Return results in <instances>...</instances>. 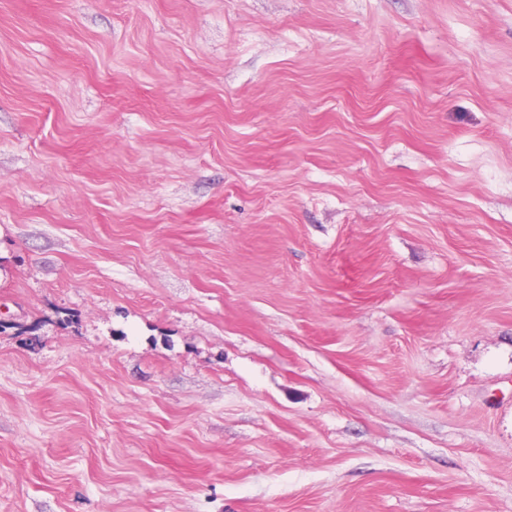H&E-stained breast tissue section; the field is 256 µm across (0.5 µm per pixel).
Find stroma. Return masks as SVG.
<instances>
[{
  "label": "stroma",
  "mask_w": 512,
  "mask_h": 512,
  "mask_svg": "<svg viewBox=\"0 0 512 512\" xmlns=\"http://www.w3.org/2000/svg\"><path fill=\"white\" fill-rule=\"evenodd\" d=\"M0 512H512V0H0Z\"/></svg>",
  "instance_id": "stroma-1"
}]
</instances>
